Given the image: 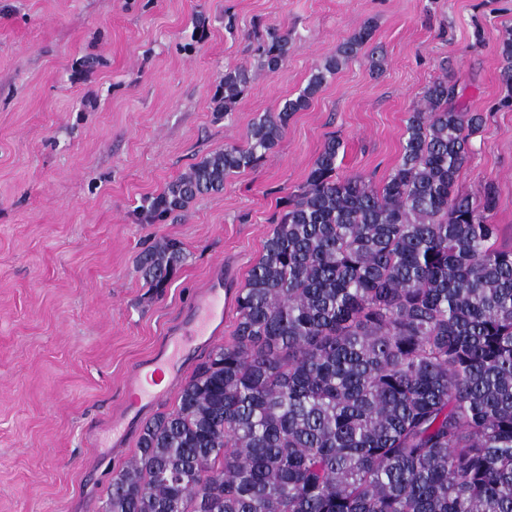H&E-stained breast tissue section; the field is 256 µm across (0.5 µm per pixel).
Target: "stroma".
Returning <instances> with one entry per match:
<instances>
[{
	"label": "stroma",
	"mask_w": 512,
	"mask_h": 512,
	"mask_svg": "<svg viewBox=\"0 0 512 512\" xmlns=\"http://www.w3.org/2000/svg\"><path fill=\"white\" fill-rule=\"evenodd\" d=\"M372 39L327 75L278 144L222 191L150 222L172 181L297 97L362 26ZM288 31L283 66L257 46ZM512 0H0V512H105L122 442L110 419L135 369L164 345L216 265L236 289L259 259L281 198L303 184L328 136L337 172L381 184L398 162L420 92L447 77L481 113L458 187L499 198L491 223L512 246V107L499 46ZM251 79L216 110L224 72ZM181 241L165 288L139 255Z\"/></svg>",
	"instance_id": "stroma-1"
}]
</instances>
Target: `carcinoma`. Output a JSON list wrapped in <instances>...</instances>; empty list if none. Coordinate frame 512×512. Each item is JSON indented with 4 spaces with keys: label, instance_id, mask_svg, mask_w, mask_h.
I'll list each match as a JSON object with an SVG mask.
<instances>
[{
    "label": "carcinoma",
    "instance_id": "1",
    "mask_svg": "<svg viewBox=\"0 0 512 512\" xmlns=\"http://www.w3.org/2000/svg\"><path fill=\"white\" fill-rule=\"evenodd\" d=\"M371 36L345 39L246 144L195 164L147 218L252 166ZM288 43L267 29L268 70ZM500 57L511 90L512 38ZM248 82L244 68L224 72L217 111H233ZM454 97L446 78L424 88L379 186L339 178L342 141L326 139L235 295L233 342L145 425L106 512H512V248L497 245L494 189L457 188L484 117ZM185 259L164 239L139 263L162 288Z\"/></svg>",
    "mask_w": 512,
    "mask_h": 512
}]
</instances>
